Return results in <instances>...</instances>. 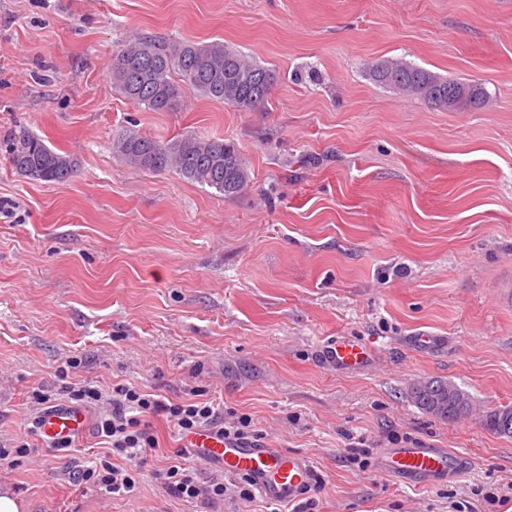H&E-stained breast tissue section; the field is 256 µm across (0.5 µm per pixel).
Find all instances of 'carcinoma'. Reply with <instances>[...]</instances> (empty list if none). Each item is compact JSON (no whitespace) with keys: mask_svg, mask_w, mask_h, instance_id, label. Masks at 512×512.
Wrapping results in <instances>:
<instances>
[{"mask_svg":"<svg viewBox=\"0 0 512 512\" xmlns=\"http://www.w3.org/2000/svg\"><path fill=\"white\" fill-rule=\"evenodd\" d=\"M120 53L123 58L111 59L113 88L151 112L180 111L185 85L238 112H254L267 103L275 80L271 69L220 40L195 43L139 34ZM367 74L378 84L450 112L478 110L487 102L480 80L445 78L403 59L378 58L369 64ZM112 148L115 156L133 168L174 170L226 197L240 194L251 180L240 150L220 137L186 133L161 142L129 131L115 138ZM1 149L12 169L32 181L64 184L75 173L73 156L51 149L42 138L24 130L0 142ZM410 392L419 409L442 421L464 416L472 405L469 393L451 381H417ZM507 421L512 423V406L496 407L486 412L483 426L512 439V428L504 430Z\"/></svg>","mask_w":512,"mask_h":512,"instance_id":"1","label":"carcinoma"}]
</instances>
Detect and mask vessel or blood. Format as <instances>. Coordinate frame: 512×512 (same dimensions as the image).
Returning a JSON list of instances; mask_svg holds the SVG:
<instances>
[{
	"instance_id": "obj_1",
	"label": "vessel or blood",
	"mask_w": 512,
	"mask_h": 512,
	"mask_svg": "<svg viewBox=\"0 0 512 512\" xmlns=\"http://www.w3.org/2000/svg\"><path fill=\"white\" fill-rule=\"evenodd\" d=\"M332 357L340 365H358L367 359L363 346L353 340L338 341ZM84 427L81 412L63 408L44 415L40 432L45 440L74 435ZM185 447L207 464L222 465L225 472L244 474L260 494L276 502H290L308 481L310 466L300 454L265 444H237L211 431L190 435ZM465 464L445 448L416 446L392 449L386 459L387 470L399 479H439L459 473Z\"/></svg>"
}]
</instances>
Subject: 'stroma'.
<instances>
[{
  "mask_svg": "<svg viewBox=\"0 0 512 512\" xmlns=\"http://www.w3.org/2000/svg\"><path fill=\"white\" fill-rule=\"evenodd\" d=\"M135 32L215 39L275 74L254 112L183 92L151 112L116 92L113 53ZM402 58L480 79L491 101L449 112L376 85ZM72 154L68 184L34 182L0 155V482L26 512H293L234 492L184 502L154 476L179 456L162 418L133 496L77 483L103 454L95 410L72 448L13 452L35 391L73 383L169 398L197 389L250 415L264 443L304 455L317 512H512V439L478 417L442 421L408 390L447 379L478 407L512 406V0H0V140L19 128ZM129 130L192 131L242 152L248 187L225 197L112 153ZM434 337L432 347L412 343ZM362 341L366 363L330 358ZM432 445L463 476L406 483L385 449ZM368 448L362 469L347 456ZM499 503L489 505L485 492Z\"/></svg>",
  "mask_w": 512,
  "mask_h": 512,
  "instance_id": "obj_1",
  "label": "stroma"
}]
</instances>
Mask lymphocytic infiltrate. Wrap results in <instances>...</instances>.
I'll use <instances>...</instances> for the list:
<instances>
[{"label":"lymphocytic infiltrate","mask_w":512,"mask_h":512,"mask_svg":"<svg viewBox=\"0 0 512 512\" xmlns=\"http://www.w3.org/2000/svg\"><path fill=\"white\" fill-rule=\"evenodd\" d=\"M67 393L71 400L100 406L95 427L109 447L108 457L78 470V481L105 487L121 496L132 494L141 468L148 463L149 451L158 446L148 430L147 418L165 415L181 435L214 428L230 441L261 439L250 416L225 411L220 404L206 399L169 400L121 384L113 386L108 395L91 386L71 387ZM158 477L169 496L183 501L199 498L220 501L227 492L223 480L215 479L204 485L195 470L177 465L160 470Z\"/></svg>","instance_id":"f902f5d3"}]
</instances>
